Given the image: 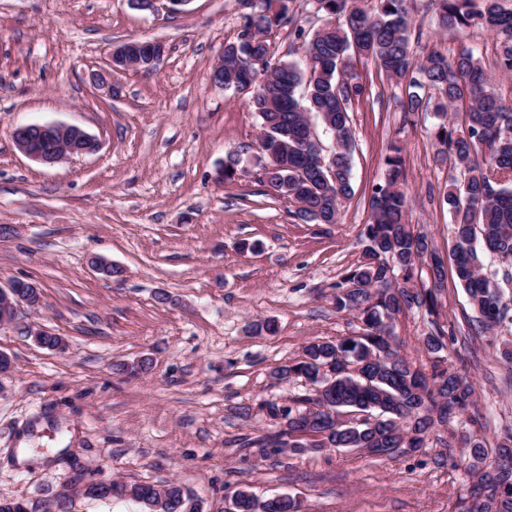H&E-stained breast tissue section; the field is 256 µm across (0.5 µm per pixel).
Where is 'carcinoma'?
<instances>
[{
  "mask_svg": "<svg viewBox=\"0 0 512 512\" xmlns=\"http://www.w3.org/2000/svg\"><path fill=\"white\" fill-rule=\"evenodd\" d=\"M235 2L239 28L224 46V89L247 97L260 120L266 140L262 182L268 191L294 204V215L305 223H337L342 202L352 192L351 112L366 93L357 62L370 60L386 78L406 81L402 111L409 114L428 110L430 101L420 91H434L441 117L435 127L441 148L434 163L448 164L463 176L443 196L453 214L457 281L485 329L512 324V291L493 284L483 264L492 256L512 267V101L493 91L483 59L466 47L452 58L430 51L417 59L406 0H377L371 11L359 0H313L325 25L309 39L303 67L274 59L268 39L290 22L287 0ZM502 2L431 0V6L444 30H488L495 64L508 75L512 8ZM312 114L332 140L327 154L311 128ZM385 165L384 181L370 200L362 259L335 295L336 308L355 313L363 332L334 341L315 339L300 360L272 370L271 378L280 383L305 379L311 392L295 399V407L259 406L273 420H288V428L263 438L265 454L355 448L391 457V448L419 452L435 428L459 417L477 422L469 416L475 388L467 377L449 366L429 375L399 352L396 317L413 308L434 314L444 270L431 239L407 221L400 148H392ZM423 259L430 260L432 287L419 290L413 279ZM424 347L435 355L447 350L444 330L429 333ZM462 438L465 469L476 479L465 512H512V433L493 449L472 432ZM110 493L130 496L145 512H200L176 482L161 488L114 482ZM229 502L233 512H301L290 495L264 499L238 489Z\"/></svg>",
  "mask_w": 512,
  "mask_h": 512,
  "instance_id": "obj_1",
  "label": "carcinoma"
}]
</instances>
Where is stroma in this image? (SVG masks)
Segmentation results:
<instances>
[{
	"label": "stroma",
	"instance_id": "35a3bbf8",
	"mask_svg": "<svg viewBox=\"0 0 512 512\" xmlns=\"http://www.w3.org/2000/svg\"><path fill=\"white\" fill-rule=\"evenodd\" d=\"M407 7L416 56L468 47L492 67L489 33L440 30L430 0ZM288 13L293 25L272 49L301 63L320 20L311 0H288ZM238 24L235 0L154 14L128 0H0V224L13 228L0 237V287L33 279L43 293L40 310L20 309L0 327V352L14 361L0 378V498L57 512L63 480L114 479L177 482L202 512H224L239 488L292 495L302 512H460L470 486L452 442L460 421L436 428L413 455L260 454L258 441L275 429L260 404L288 405L308 391L299 379L274 384L272 370L300 359L313 339L362 328L336 310L334 295L361 259L391 147L404 160L408 221L445 270L436 314L397 317L400 351L431 370L424 337L437 326L453 333L446 355L474 380L477 434L492 445L512 432V364L497 353L512 324L483 330L456 281L442 196L460 173L433 161L435 112H402L403 85L372 63L357 67L366 93L353 106V193L338 223L303 222L268 192L256 114L211 81ZM128 40H158L167 51L147 73L107 70L111 47ZM30 123L79 126L99 149L40 164L12 140ZM232 151L242 173L219 181ZM96 259L122 267V278L98 273ZM162 292L171 302L158 301ZM266 319L274 334L249 333ZM38 326L63 336L68 352L37 345L29 331ZM143 358L146 373L116 374V364ZM243 406L250 417L239 415ZM242 437L249 447H239ZM24 449L30 461H19Z\"/></svg>",
	"mask_w": 512,
	"mask_h": 512
}]
</instances>
